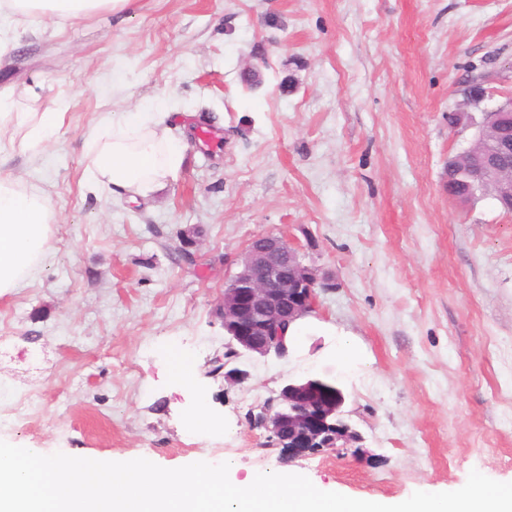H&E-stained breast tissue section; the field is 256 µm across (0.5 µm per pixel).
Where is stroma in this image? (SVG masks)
Listing matches in <instances>:
<instances>
[{
  "instance_id": "obj_1",
  "label": "stroma",
  "mask_w": 512,
  "mask_h": 512,
  "mask_svg": "<svg viewBox=\"0 0 512 512\" xmlns=\"http://www.w3.org/2000/svg\"><path fill=\"white\" fill-rule=\"evenodd\" d=\"M27 25L0 89L63 119L0 175L44 190L57 222L44 264L0 297V440L164 468L230 458L238 481L275 466L359 498L454 491L474 469L512 482V215L449 198L446 175L512 94V0H131ZM140 106L168 111L182 169L148 201L90 193V131ZM266 233L332 282L287 356L242 357L250 376L230 384L207 374L217 308ZM173 348L196 389L168 380ZM307 376L336 381L359 447L266 450L250 412Z\"/></svg>"
}]
</instances>
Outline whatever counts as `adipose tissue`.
I'll return each instance as SVG.
<instances>
[{
    "instance_id": "adipose-tissue-1",
    "label": "adipose tissue",
    "mask_w": 512,
    "mask_h": 512,
    "mask_svg": "<svg viewBox=\"0 0 512 512\" xmlns=\"http://www.w3.org/2000/svg\"><path fill=\"white\" fill-rule=\"evenodd\" d=\"M128 0H0V54L22 37V20L39 15L63 24L100 11L119 13ZM11 90H0V122L9 121L12 137L26 149L53 134L58 110L12 112ZM93 151L87 187H106L130 197L147 198L164 188L182 166L183 143L149 113L134 111L105 118L89 137ZM55 212L47 195L0 176V296L12 293L50 250Z\"/></svg>"
}]
</instances>
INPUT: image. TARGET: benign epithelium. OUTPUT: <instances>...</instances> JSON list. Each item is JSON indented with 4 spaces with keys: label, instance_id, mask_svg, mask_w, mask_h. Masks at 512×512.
I'll use <instances>...</instances> for the list:
<instances>
[{
    "label": "benign epithelium",
    "instance_id": "obj_1",
    "mask_svg": "<svg viewBox=\"0 0 512 512\" xmlns=\"http://www.w3.org/2000/svg\"><path fill=\"white\" fill-rule=\"evenodd\" d=\"M490 122L497 136L481 142L477 151L465 153L466 177L483 194L504 202L505 212L512 214V142L502 135L503 129L512 128L511 95L485 113L482 125ZM227 284L220 314L230 362L246 353L284 355L285 334L297 320L316 311L317 289L325 287L299 251L274 234L251 241L241 269ZM344 403L342 391L332 381H293L250 414V425L265 430L271 448L288 446L290 458L347 448L360 434L343 417Z\"/></svg>",
    "mask_w": 512,
    "mask_h": 512
}]
</instances>
